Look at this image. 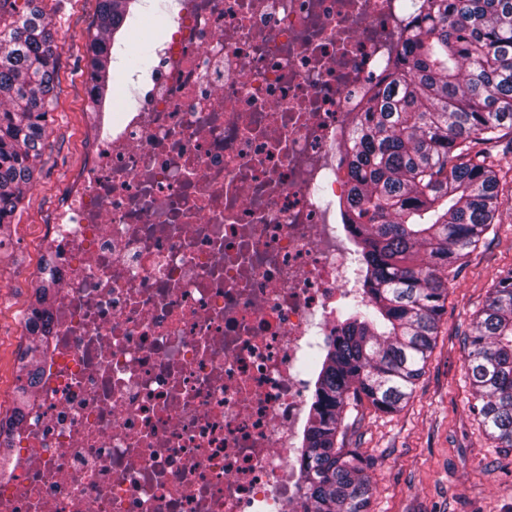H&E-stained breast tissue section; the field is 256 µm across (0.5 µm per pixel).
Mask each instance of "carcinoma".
Here are the masks:
<instances>
[{"instance_id": "obj_1", "label": "carcinoma", "mask_w": 512, "mask_h": 512, "mask_svg": "<svg viewBox=\"0 0 512 512\" xmlns=\"http://www.w3.org/2000/svg\"><path fill=\"white\" fill-rule=\"evenodd\" d=\"M385 84L345 152L343 224L356 237L362 295L347 301L319 360L300 459L296 512H368L374 458L344 448L347 408L365 398L395 412L425 374L465 257L499 223L512 185L492 153L512 146V0H419ZM132 0H98L87 44L102 104L111 41ZM0 30V230L35 181L55 102L59 45L50 16L24 0ZM21 371L36 383L47 323L29 328ZM472 408L498 448H512V270L472 319Z\"/></svg>"}]
</instances>
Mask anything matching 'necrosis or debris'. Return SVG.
<instances>
[{
	"label": "necrosis or debris",
	"instance_id": "necrosis-or-debris-1",
	"mask_svg": "<svg viewBox=\"0 0 512 512\" xmlns=\"http://www.w3.org/2000/svg\"><path fill=\"white\" fill-rule=\"evenodd\" d=\"M407 0H173L42 226L58 285L0 512H288L359 289L340 169Z\"/></svg>",
	"mask_w": 512,
	"mask_h": 512
}]
</instances>
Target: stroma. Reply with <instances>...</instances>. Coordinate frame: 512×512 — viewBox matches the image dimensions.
<instances>
[{"mask_svg": "<svg viewBox=\"0 0 512 512\" xmlns=\"http://www.w3.org/2000/svg\"><path fill=\"white\" fill-rule=\"evenodd\" d=\"M39 0L53 10L60 44L57 101L39 174L12 224L0 235V416L11 413L22 375L18 333L22 311L36 303L27 269L38 256L41 223L82 168L94 121L87 95L86 45L94 32V0ZM512 269V203L499 225L448 284V299L425 375L398 411L368 401L351 405L343 444L376 460L369 512H512V450L495 447L472 413L464 334L503 272Z\"/></svg>", "mask_w": 512, "mask_h": 512, "instance_id": "obj_1", "label": "stroma"}]
</instances>
